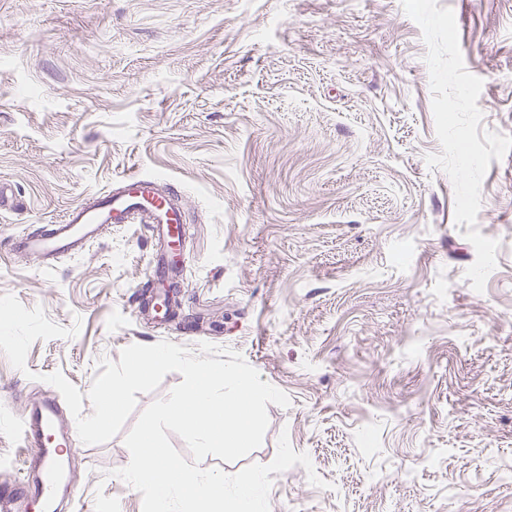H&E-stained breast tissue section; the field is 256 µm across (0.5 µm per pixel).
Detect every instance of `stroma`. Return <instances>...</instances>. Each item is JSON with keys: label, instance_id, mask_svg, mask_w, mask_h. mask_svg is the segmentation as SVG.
<instances>
[{"label": "stroma", "instance_id": "1", "mask_svg": "<svg viewBox=\"0 0 512 512\" xmlns=\"http://www.w3.org/2000/svg\"><path fill=\"white\" fill-rule=\"evenodd\" d=\"M483 81L481 129L512 135V0H438ZM427 46L401 0H0V295L78 327L0 353V484L21 477L25 407L66 402L132 344L240 353L288 407L268 405L307 454L272 476L270 512H512V152L491 161L477 227L498 240L484 292L456 225L431 110ZM130 174L174 187L188 217L179 317L139 302L155 238L115 224L42 266L18 235L56 223ZM84 512H142L117 469L123 435L79 444Z\"/></svg>", "mask_w": 512, "mask_h": 512}]
</instances>
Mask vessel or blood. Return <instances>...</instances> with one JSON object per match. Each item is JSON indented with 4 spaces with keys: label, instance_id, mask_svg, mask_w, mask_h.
<instances>
[{
    "label": "vessel or blood",
    "instance_id": "obj_1",
    "mask_svg": "<svg viewBox=\"0 0 512 512\" xmlns=\"http://www.w3.org/2000/svg\"><path fill=\"white\" fill-rule=\"evenodd\" d=\"M141 213L147 214L158 244L154 262L164 265L173 233L183 230L187 214L174 192L160 191L154 180L138 175L128 176L118 187L85 198L45 231L19 237L18 250L38 263H48L82 250L101 235L105 225L129 224ZM22 427L27 447L34 450L32 472L10 483L7 496L38 506L40 512H55L63 479L60 459L68 450L77 448L78 441L63 429L57 408L50 401L32 405L23 416Z\"/></svg>",
    "mask_w": 512,
    "mask_h": 512
}]
</instances>
